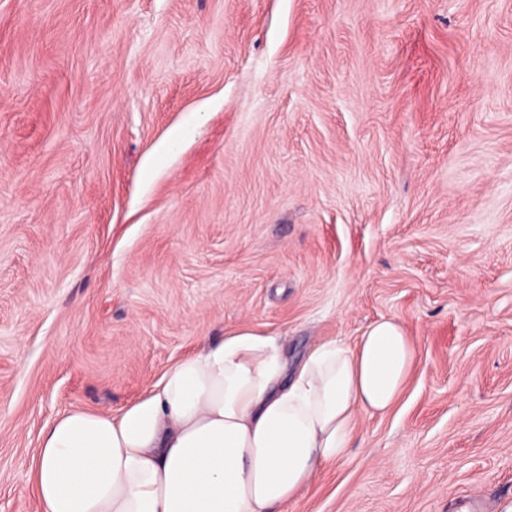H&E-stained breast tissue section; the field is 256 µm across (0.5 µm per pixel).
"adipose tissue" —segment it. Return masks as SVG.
Returning <instances> with one entry per match:
<instances>
[{
	"label": "adipose tissue",
	"instance_id": "obj_1",
	"mask_svg": "<svg viewBox=\"0 0 512 512\" xmlns=\"http://www.w3.org/2000/svg\"><path fill=\"white\" fill-rule=\"evenodd\" d=\"M414 363L392 319L296 360L274 337L234 331L118 412L47 423L30 490L38 512H276L347 455L360 414L394 407Z\"/></svg>",
	"mask_w": 512,
	"mask_h": 512
}]
</instances>
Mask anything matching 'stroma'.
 Listing matches in <instances>:
<instances>
[{"label": "stroma", "instance_id": "obj_1", "mask_svg": "<svg viewBox=\"0 0 512 512\" xmlns=\"http://www.w3.org/2000/svg\"><path fill=\"white\" fill-rule=\"evenodd\" d=\"M381 318L395 408L280 512H507L512 0H0V512L57 416Z\"/></svg>", "mask_w": 512, "mask_h": 512}]
</instances>
